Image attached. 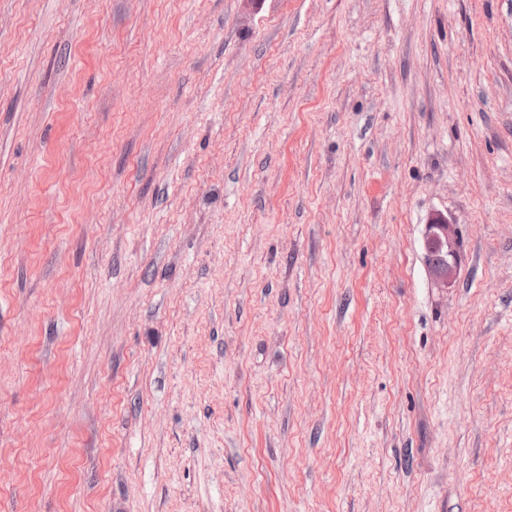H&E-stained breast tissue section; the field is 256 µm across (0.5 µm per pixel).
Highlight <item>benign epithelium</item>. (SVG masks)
Returning <instances> with one entry per match:
<instances>
[{"mask_svg": "<svg viewBox=\"0 0 512 512\" xmlns=\"http://www.w3.org/2000/svg\"><path fill=\"white\" fill-rule=\"evenodd\" d=\"M424 250L434 284L439 288L448 287L455 281L461 262L462 241L458 225L444 214L431 215L426 224Z\"/></svg>", "mask_w": 512, "mask_h": 512, "instance_id": "7a95c632", "label": "benign epithelium"}]
</instances>
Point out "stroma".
<instances>
[{"label": "stroma", "instance_id": "stroma-1", "mask_svg": "<svg viewBox=\"0 0 512 512\" xmlns=\"http://www.w3.org/2000/svg\"><path fill=\"white\" fill-rule=\"evenodd\" d=\"M0 512H512V0H0ZM425 226L424 250L430 276L437 287L448 288L455 281L461 262L462 241L458 225L446 215L437 213L429 217ZM437 255L440 261L436 263Z\"/></svg>", "mask_w": 512, "mask_h": 512}]
</instances>
